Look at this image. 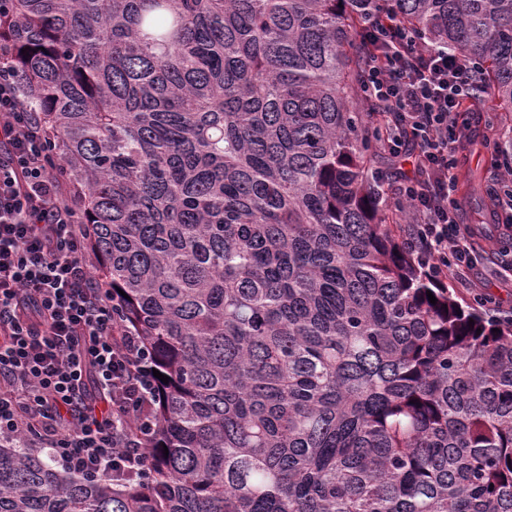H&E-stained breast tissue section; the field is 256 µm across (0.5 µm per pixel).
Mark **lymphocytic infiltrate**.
<instances>
[{"mask_svg": "<svg viewBox=\"0 0 512 512\" xmlns=\"http://www.w3.org/2000/svg\"><path fill=\"white\" fill-rule=\"evenodd\" d=\"M359 36L370 47L362 92L379 105L382 145L415 161L399 185L416 214L407 243L437 281L470 286L478 258L452 211L478 67L426 46L387 12ZM12 52L0 42V439L48 449L81 477L139 475L147 457L130 426L149 428L154 401L144 349L90 273L89 229L46 130L20 101Z\"/></svg>", "mask_w": 512, "mask_h": 512, "instance_id": "f902f5d3", "label": "lymphocytic infiltrate"}]
</instances>
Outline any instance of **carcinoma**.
Instances as JSON below:
<instances>
[{
  "mask_svg": "<svg viewBox=\"0 0 512 512\" xmlns=\"http://www.w3.org/2000/svg\"><path fill=\"white\" fill-rule=\"evenodd\" d=\"M382 4L512 112V0H3L100 285L168 383L145 476L0 444V512H512V311L407 245L359 93Z\"/></svg>",
  "mask_w": 512,
  "mask_h": 512,
  "instance_id": "1",
  "label": "carcinoma"
}]
</instances>
